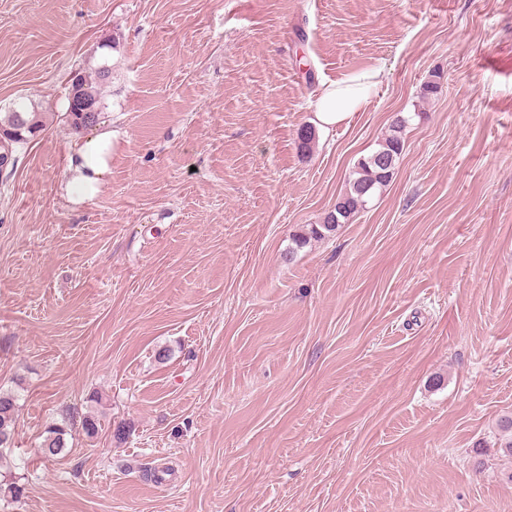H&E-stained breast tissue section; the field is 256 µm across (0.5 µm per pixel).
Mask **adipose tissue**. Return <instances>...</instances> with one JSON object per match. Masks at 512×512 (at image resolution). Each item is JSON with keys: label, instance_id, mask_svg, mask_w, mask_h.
<instances>
[{"label": "adipose tissue", "instance_id": "adipose-tissue-1", "mask_svg": "<svg viewBox=\"0 0 512 512\" xmlns=\"http://www.w3.org/2000/svg\"><path fill=\"white\" fill-rule=\"evenodd\" d=\"M382 70L368 69L352 74L341 82L324 86L315 104V123L329 130L347 121L359 111L383 83ZM112 169V131L103 129L83 139L68 159L71 180L69 190L79 199H91L101 193Z\"/></svg>", "mask_w": 512, "mask_h": 512}]
</instances>
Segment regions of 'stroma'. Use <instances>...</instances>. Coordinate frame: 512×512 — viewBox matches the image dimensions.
Returning a JSON list of instances; mask_svg holds the SVG:
<instances>
[{"instance_id":"1","label":"stroma","mask_w":512,"mask_h":512,"mask_svg":"<svg viewBox=\"0 0 512 512\" xmlns=\"http://www.w3.org/2000/svg\"><path fill=\"white\" fill-rule=\"evenodd\" d=\"M102 60L104 191L60 123L0 183L9 512H512V0H0V108ZM397 112L388 186L295 247ZM65 409L101 430L41 459ZM383 81L382 70L368 69L324 86L315 104V124L319 129L328 131L347 121L353 112H358L366 104ZM112 169V129L106 128L87 136L69 156V190L81 200L101 193ZM18 396L13 391L0 390V458L12 444L16 424Z\"/></svg>"}]
</instances>
